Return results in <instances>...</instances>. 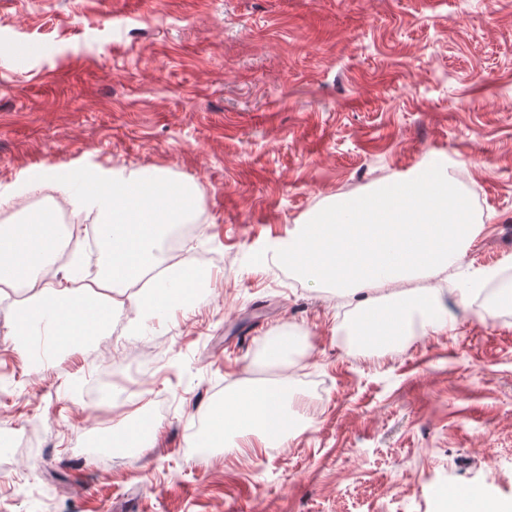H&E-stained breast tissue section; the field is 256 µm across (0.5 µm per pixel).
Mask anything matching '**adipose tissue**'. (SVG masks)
<instances>
[{
  "label": "adipose tissue",
  "mask_w": 512,
  "mask_h": 512,
  "mask_svg": "<svg viewBox=\"0 0 512 512\" xmlns=\"http://www.w3.org/2000/svg\"><path fill=\"white\" fill-rule=\"evenodd\" d=\"M74 182L101 219L105 266L95 286L68 288V273L59 283L40 278L60 243L55 224L42 210H27L21 222L0 225V284L22 286L27 293L12 319L15 339L24 348L41 329L66 349L105 335L114 309L130 303L146 315L159 314L188 305L199 286L188 261L166 264L160 250L169 226L197 215L194 186L141 169L87 168L74 179H59L66 201L74 199L69 192ZM481 229L447 170H421L310 214L280 241L277 255L308 280L333 283L351 295L370 292L350 332L382 348L410 335L418 314L424 317V331L447 328L438 290L412 289L408 283L447 271ZM152 271L154 288L142 295L125 293V284ZM287 397L284 382L225 393L222 403L205 412L208 432L202 446L218 448L245 435L258 436L266 447L284 444L299 429L286 408Z\"/></svg>",
  "instance_id": "1"
}]
</instances>
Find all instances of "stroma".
Instances as JSON below:
<instances>
[{
	"label": "stroma",
	"instance_id": "obj_1",
	"mask_svg": "<svg viewBox=\"0 0 512 512\" xmlns=\"http://www.w3.org/2000/svg\"><path fill=\"white\" fill-rule=\"evenodd\" d=\"M441 159L482 232L436 281L447 330L375 350L275 246ZM73 167L194 181L185 253L208 282L145 320L158 349L130 372L108 335L39 364L0 301V512H448L458 486L512 504V303L455 293L512 289V0H0L9 222L26 179ZM284 375L307 427L279 454L192 450L225 389ZM134 411L151 446L89 451Z\"/></svg>",
	"mask_w": 512,
	"mask_h": 512
}]
</instances>
